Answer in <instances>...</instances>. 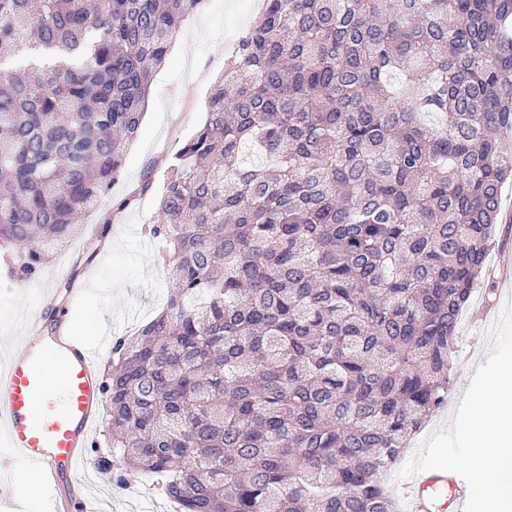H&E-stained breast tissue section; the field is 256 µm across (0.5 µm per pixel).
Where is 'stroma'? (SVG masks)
Returning <instances> with one entry per match:
<instances>
[{
  "instance_id": "1",
  "label": "stroma",
  "mask_w": 512,
  "mask_h": 512,
  "mask_svg": "<svg viewBox=\"0 0 512 512\" xmlns=\"http://www.w3.org/2000/svg\"><path fill=\"white\" fill-rule=\"evenodd\" d=\"M262 7L263 0H203L186 18L177 46L153 73L151 107L126 151L121 176L94 211L83 216L76 236L39 266L38 275L54 295L85 289V297L68 314L83 342L96 345L108 331L129 335L161 309L167 272L148 233L160 187L176 153L203 123L212 83ZM130 196L134 204L113 214V202ZM18 254V249L0 248V354L18 346L34 298L33 289L17 287L7 272ZM511 299L495 276L476 282L458 320L447 401L415 435L410 450L449 426L477 366L487 360V333ZM94 493L101 496L104 512H172L155 477L145 473L127 474L120 487L101 476Z\"/></svg>"
}]
</instances>
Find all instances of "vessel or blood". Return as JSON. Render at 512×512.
Listing matches in <instances>:
<instances>
[{"instance_id": "obj_1", "label": "vessel or blood", "mask_w": 512, "mask_h": 512, "mask_svg": "<svg viewBox=\"0 0 512 512\" xmlns=\"http://www.w3.org/2000/svg\"><path fill=\"white\" fill-rule=\"evenodd\" d=\"M67 308L46 298L28 314L19 349L0 366V486L28 471L66 492L58 512H94L81 486L93 480L86 451L106 408V391L96 364L111 337L90 348L71 333L45 332L43 322H62ZM58 384L63 404H55L50 384ZM464 480L454 473L426 471L409 479L402 512H463Z\"/></svg>"}]
</instances>
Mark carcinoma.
<instances>
[{
	"instance_id": "obj_1",
	"label": "carcinoma",
	"mask_w": 512,
	"mask_h": 512,
	"mask_svg": "<svg viewBox=\"0 0 512 512\" xmlns=\"http://www.w3.org/2000/svg\"><path fill=\"white\" fill-rule=\"evenodd\" d=\"M201 2L0 0V244L21 275L119 178ZM508 18L265 0L159 192L170 291L112 347L95 466L154 475L177 512H394L383 476L445 403L512 178Z\"/></svg>"
}]
</instances>
